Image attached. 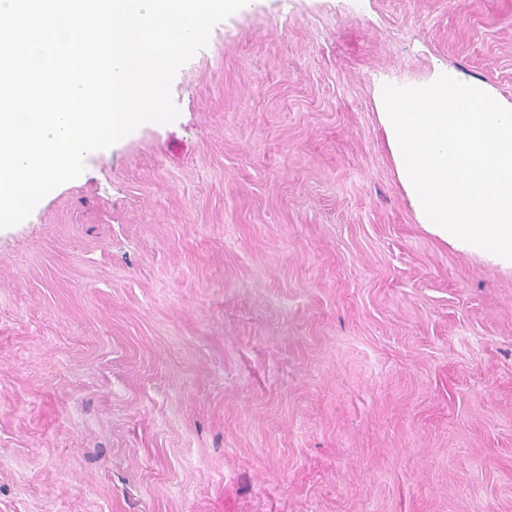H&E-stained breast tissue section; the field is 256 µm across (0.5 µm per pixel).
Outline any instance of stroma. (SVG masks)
I'll use <instances>...</instances> for the list:
<instances>
[{
  "instance_id": "stroma-1",
  "label": "stroma",
  "mask_w": 512,
  "mask_h": 512,
  "mask_svg": "<svg viewBox=\"0 0 512 512\" xmlns=\"http://www.w3.org/2000/svg\"><path fill=\"white\" fill-rule=\"evenodd\" d=\"M512 104V0H249L0 230V512H512V261L421 223L383 85Z\"/></svg>"
}]
</instances>
